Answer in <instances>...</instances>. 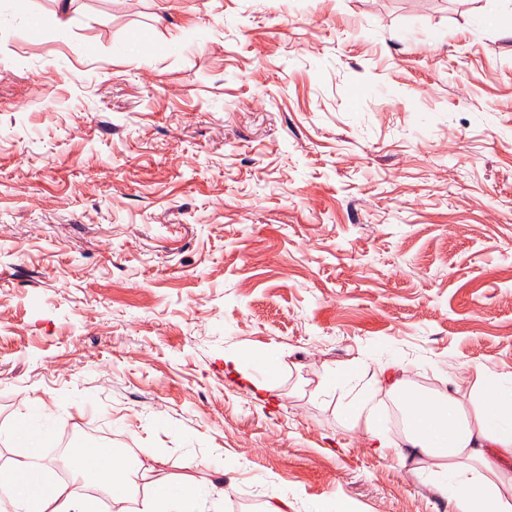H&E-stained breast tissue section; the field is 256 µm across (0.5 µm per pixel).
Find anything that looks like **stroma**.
<instances>
[{
  "label": "stroma",
  "mask_w": 512,
  "mask_h": 512,
  "mask_svg": "<svg viewBox=\"0 0 512 512\" xmlns=\"http://www.w3.org/2000/svg\"><path fill=\"white\" fill-rule=\"evenodd\" d=\"M502 0H0V468L73 443L228 483L223 512H453L346 429L326 369H512ZM156 48L131 51L130 32ZM278 347L253 391L245 349ZM70 23L68 12L60 9L49 15L35 14L31 17L30 31L34 36H41L49 29H63Z\"/></svg>",
  "instance_id": "1"
}]
</instances>
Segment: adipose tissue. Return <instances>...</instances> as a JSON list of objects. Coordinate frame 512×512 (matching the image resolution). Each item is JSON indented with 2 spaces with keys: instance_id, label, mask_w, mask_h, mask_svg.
I'll return each mask as SVG.
<instances>
[{
  "instance_id": "obj_1",
  "label": "adipose tissue",
  "mask_w": 512,
  "mask_h": 512,
  "mask_svg": "<svg viewBox=\"0 0 512 512\" xmlns=\"http://www.w3.org/2000/svg\"><path fill=\"white\" fill-rule=\"evenodd\" d=\"M379 377L389 384L403 414L408 453L451 468L453 512H512V470L507 467L512 461V371L463 368L458 382L469 388L465 401L453 392L419 393L402 387L392 364L382 365ZM324 386L338 394L345 427H364L375 451L387 448L383 423L368 386L361 383L358 364L327 371ZM8 436L24 453L0 470V512H102L99 492L123 502L133 495L138 479L147 490L140 512H214L227 493L215 484L205 490L190 482L172 485L154 477L138 455L88 444L74 451L69 463L93 492L74 496L65 493L42 461L43 449L55 442L51 426L23 415Z\"/></svg>"
}]
</instances>
